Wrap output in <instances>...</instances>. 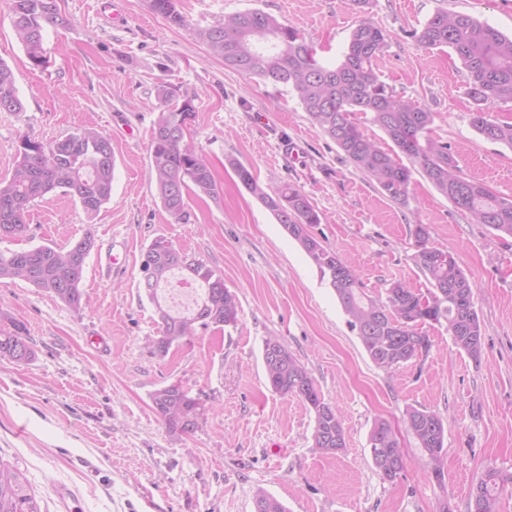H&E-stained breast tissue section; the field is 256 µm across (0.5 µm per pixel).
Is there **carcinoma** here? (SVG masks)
Masks as SVG:
<instances>
[{
  "mask_svg": "<svg viewBox=\"0 0 512 512\" xmlns=\"http://www.w3.org/2000/svg\"><path fill=\"white\" fill-rule=\"evenodd\" d=\"M13 26L30 61L42 64V43L49 26H65L69 20L57 0H11ZM152 10L176 25L184 24L176 0H150ZM195 37L224 64L246 75L291 88L309 117L332 139L358 169L369 174L388 198L404 203L409 194L411 170L399 163L360 129L368 121L390 137L399 150L414 159L431 184L477 223L512 237V199L465 176L448 144L429 137L434 113L415 101L398 96L378 81L373 63L386 44V35L372 21L362 19L353 29L343 61L322 65L313 45L297 30L272 15L246 10L223 21L195 30ZM427 48L446 46L456 54L465 71L468 94L476 104L473 128L485 139L512 148V123L490 118L489 108L512 102V38L465 13L439 10L417 35ZM159 106L152 128L150 175L164 210L172 220L186 224L192 193L219 194L209 163L185 135L194 116L192 101L169 106V92H158ZM0 110L19 112L22 102L12 70L0 61ZM241 184L274 215L288 235L301 246L319 270L321 279L334 290L351 329L357 331L372 362L382 369H396L431 349L421 332L428 324L446 325L456 347L471 358L483 349L481 322L473 302L474 282L447 250L430 245L429 231L416 225L415 265L426 275L430 288L422 291L394 281L382 301L370 297L355 271L314 237L310 227L319 223L307 195L291 184L267 193L245 166L233 162ZM114 154L111 140L90 127L79 129L45 145L25 136L11 178L0 181V239L23 236L28 228L31 202L58 189L79 201L92 220L112 198ZM94 237L86 233L67 248L38 246L0 252V281H23L48 293L76 311L87 306L79 288ZM185 253L166 238L152 240L141 256L140 270L151 281L142 286L155 305L159 334L146 339L150 353L166 356L195 336L196 327L224 329L238 322L237 295L224 277L205 264L186 263ZM178 273L200 288L193 309L174 313L158 298V291ZM34 350L23 328L0 331V358L26 363ZM263 363L271 389L300 399L314 414L313 445L324 454L345 448L343 421L326 402L314 379L288 346L277 338L263 344ZM152 408L166 429L192 435L199 427L201 409L196 398L181 385H166L151 396ZM407 424L420 447L427 452L431 473L443 484L441 454L444 425L428 410L406 412ZM372 460L381 478L395 481L404 470L398 437L386 420L374 423L369 436ZM512 488V472L490 470L471 489V512H497L501 491ZM0 512H40L35 498L17 473L0 463ZM255 512H286L285 506L263 491L256 494Z\"/></svg>",
  "mask_w": 512,
  "mask_h": 512,
  "instance_id": "cac0c4a2",
  "label": "carcinoma"
}]
</instances>
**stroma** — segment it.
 <instances>
[{
	"instance_id": "obj_1",
	"label": "stroma",
	"mask_w": 512,
	"mask_h": 512,
	"mask_svg": "<svg viewBox=\"0 0 512 512\" xmlns=\"http://www.w3.org/2000/svg\"><path fill=\"white\" fill-rule=\"evenodd\" d=\"M69 24L47 28L43 65L17 39L9 0H0V61L11 67L23 109L0 111V180L10 178L22 137L50 143L93 126L115 152L112 199L95 219L53 193L32 202L26 239L0 251L66 246L92 233L95 246L76 312L22 281L0 283V330L22 325L35 351L0 359V460L26 480L41 512H255L258 492L288 512H470L473 482L512 471V239L475 223L438 192L412 159L406 202L386 197L281 86L225 66L198 42L197 28L260 9L311 40L318 59L342 61L360 19L386 35L373 63L379 81L434 112L432 137L448 144L464 173L512 199V148L480 136L466 72L448 47L415 34L436 11L466 13L512 35V0H177L174 25L148 0H58ZM166 86L193 99L189 135L209 160L217 197L191 196L190 223H174L150 180V140ZM241 163L258 182L290 183L320 216L311 232L353 266L366 291L385 297L401 280L429 285L414 264L415 227L457 257L473 279L483 352L473 360L445 327L424 325L432 347L399 368H378L335 293L274 215L240 183ZM162 236L223 275L240 305L236 327L198 330L163 358L144 339L158 332L140 287L141 254ZM121 266H107L109 255ZM285 342L344 421L345 448L315 450L313 414L274 393L264 341ZM178 383L203 406L195 434H169L151 393ZM440 415L443 483L406 424L408 409ZM398 433L404 471L382 480L369 435L376 419Z\"/></svg>"
}]
</instances>
